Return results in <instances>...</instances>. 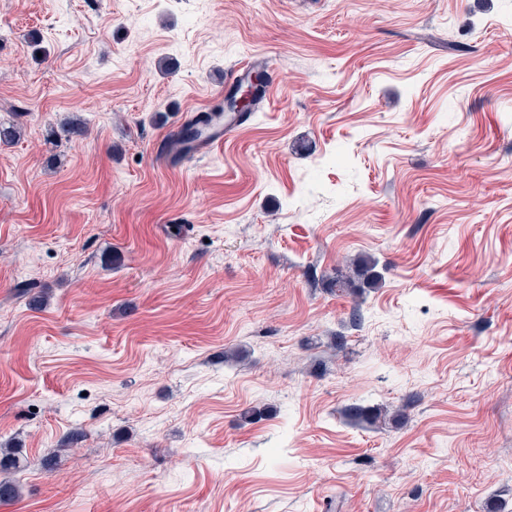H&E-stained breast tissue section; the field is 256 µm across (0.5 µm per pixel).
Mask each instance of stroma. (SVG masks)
Listing matches in <instances>:
<instances>
[{
  "label": "stroma",
  "instance_id": "obj_1",
  "mask_svg": "<svg viewBox=\"0 0 512 512\" xmlns=\"http://www.w3.org/2000/svg\"><path fill=\"white\" fill-rule=\"evenodd\" d=\"M0 123V512H512V0H0ZM257 78H260V90L254 100V89L249 84H239L234 90V99L226 100L224 98L223 112H226V110L228 112L226 113L227 118L224 119L223 123H221L220 119L217 127L201 141L202 131L205 130L209 124L210 113L200 112L191 116L180 129L172 135L166 145V153L171 156L173 160H179L196 150L200 141L202 143L200 148L203 147L206 150H213L216 147L222 146L224 144V131L228 133L239 126L238 114L235 112H241L247 109L252 103L251 107L245 112V117L242 119L245 120L249 118L252 112L258 111L259 104L263 98L261 89L265 84V76L258 75ZM382 285V276L376 270V262L368 255H359L347 265L345 272L338 271L330 282V288L336 291H350L355 288H379Z\"/></svg>",
  "mask_w": 512,
  "mask_h": 512
}]
</instances>
